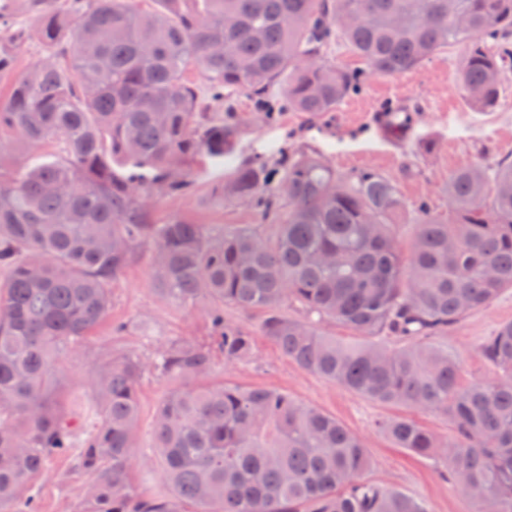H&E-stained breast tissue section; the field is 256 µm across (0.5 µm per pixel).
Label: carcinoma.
<instances>
[{"instance_id":"obj_1","label":"carcinoma","mask_w":512,"mask_h":512,"mask_svg":"<svg viewBox=\"0 0 512 512\" xmlns=\"http://www.w3.org/2000/svg\"><path fill=\"white\" fill-rule=\"evenodd\" d=\"M22 3L29 27L15 25ZM0 0V74L21 46L43 57L0 99V143L53 149V160L5 168L0 153V512H38L48 459L73 458L86 478L83 512H429L364 474L359 436L288 395L198 385L210 349L174 342L150 365L132 354L98 368L92 396L59 407L68 354L102 322L111 282L148 244L159 291L204 301L224 362L253 337L224 306L265 311L261 331L302 369L368 399L448 416L451 442L406 418L377 428L442 463L474 512H512V322L478 351L497 375L461 382L460 358L432 340L512 288V161L448 175L453 221L408 207L371 171H336L315 150L238 163L211 197L250 205L259 224L212 227L152 202L192 191L188 159L232 154L234 96L257 119L288 108L336 111L365 73L326 59L341 40L377 76L462 46L458 82L479 112L495 110L512 71V0ZM196 73L208 83L201 94ZM411 216L402 255L395 227ZM358 332L346 344L312 322ZM185 384L153 427L162 487L136 491L132 460L146 369Z\"/></svg>"}]
</instances>
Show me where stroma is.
Listing matches in <instances>:
<instances>
[{"instance_id": "35a3bbf8", "label": "stroma", "mask_w": 512, "mask_h": 512, "mask_svg": "<svg viewBox=\"0 0 512 512\" xmlns=\"http://www.w3.org/2000/svg\"><path fill=\"white\" fill-rule=\"evenodd\" d=\"M461 62L459 48L451 45L400 75L368 77L335 112L319 119L284 107L276 121L259 123L254 119L253 99L237 95L234 104L242 127L232 156L219 161L201 155L189 161L193 193L156 201V218L163 221L180 215L200 224L260 223L258 213L246 205L212 203L213 186L229 178L235 162L254 156L275 159L299 149L317 150L345 173L374 171L393 182L405 201L447 215L450 173L512 156V75L503 81L498 109L479 112L459 90ZM387 110L408 113L399 132L379 133L376 114ZM224 317L251 333L253 348L241 361L216 360L208 382L288 393L293 400L336 417L362 438L372 461L368 479L423 499L430 512H473L471 500L440 476L433 460L397 447L374 427L380 418L407 417L439 440L449 441L453 429L447 416L376 402L301 369L261 332L262 310L228 306ZM509 322L512 288L504 289L435 343L460 355L463 383L485 381L495 371L481 358L478 346ZM176 340L211 345L207 305L179 304L161 294L153 279L151 253L142 249L113 281L112 304L105 320L67 357L61 387L69 395L90 396L92 376L108 353H131L148 361ZM180 385V380L149 370L139 382L141 412L133 468L137 490L160 486L161 459L154 447L152 425L164 395ZM82 488L72 459L49 461L36 486L39 512H81Z\"/></svg>"}]
</instances>
